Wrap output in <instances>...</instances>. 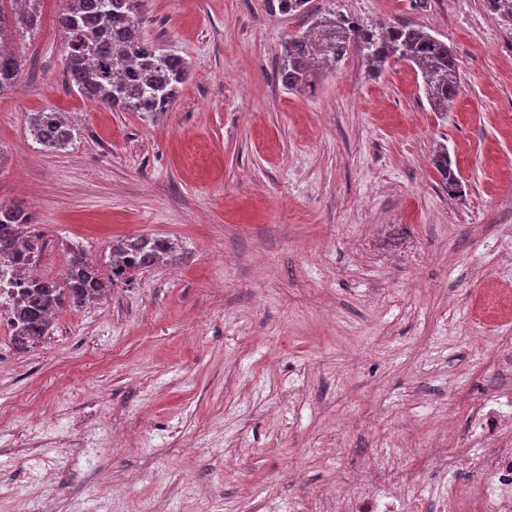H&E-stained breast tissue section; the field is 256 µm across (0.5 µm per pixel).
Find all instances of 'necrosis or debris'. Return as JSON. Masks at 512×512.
<instances>
[{
    "label": "necrosis or debris",
    "instance_id": "4bbe7bcc",
    "mask_svg": "<svg viewBox=\"0 0 512 512\" xmlns=\"http://www.w3.org/2000/svg\"><path fill=\"white\" fill-rule=\"evenodd\" d=\"M511 421V407L495 396L484 399L473 412L472 428L486 447L464 448L451 456L435 452V460L448 470L470 474L472 491L449 488L447 498L430 507L414 490V475L372 470L355 480L366 486L378 483V490L337 491L336 512H512V437L506 433Z\"/></svg>",
    "mask_w": 512,
    "mask_h": 512
}]
</instances>
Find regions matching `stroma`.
I'll use <instances>...</instances> for the list:
<instances>
[{"instance_id": "obj_1", "label": "stroma", "mask_w": 512, "mask_h": 512, "mask_svg": "<svg viewBox=\"0 0 512 512\" xmlns=\"http://www.w3.org/2000/svg\"><path fill=\"white\" fill-rule=\"evenodd\" d=\"M39 6L0 96V202L34 214L56 273L133 235L178 252L27 350L0 335V512H296L378 452L404 470L468 447L477 404L512 393V29L484 0H311L448 42L445 116L395 59L287 90L281 43L307 22L268 0H145L190 72L169 110L120 112L66 85L67 0ZM47 108L67 149L29 132ZM434 164L441 175V186L448 191V195H455L461 186L458 171L452 168V161L447 150L439 151L434 157Z\"/></svg>"}]
</instances>
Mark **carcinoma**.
<instances>
[{
	"label": "carcinoma",
	"instance_id": "carcinoma-1",
	"mask_svg": "<svg viewBox=\"0 0 512 512\" xmlns=\"http://www.w3.org/2000/svg\"><path fill=\"white\" fill-rule=\"evenodd\" d=\"M39 0L7 9L0 5V95L12 90L24 69L23 57L11 50L18 34L40 23ZM283 15L307 14L308 28L288 35L282 44L278 74L289 90L313 86L316 75L335 68L351 51L358 52L373 74L395 57L415 65L422 78L427 102L444 115L461 87L457 57L447 43L412 24L361 25L336 13H312L309 0H276ZM489 10L512 29V0H486ZM142 0H69L59 15L65 50L63 74L68 85L87 99L121 112H164L178 98L189 69L185 59L148 41L143 32ZM32 136L45 147L64 149L73 130L52 111L29 116ZM441 186L454 195L460 187L448 151L434 157ZM33 214L18 205L0 202V263L34 266L45 247L43 234L30 232ZM172 256V242L141 236L126 240L109 259L105 278L84 254L71 252L62 281L30 280L12 297L18 314L13 341L20 348L34 345L52 327L54 312L66 305L79 307L117 281L132 277Z\"/></svg>",
	"mask_w": 512,
	"mask_h": 512
}]
</instances>
